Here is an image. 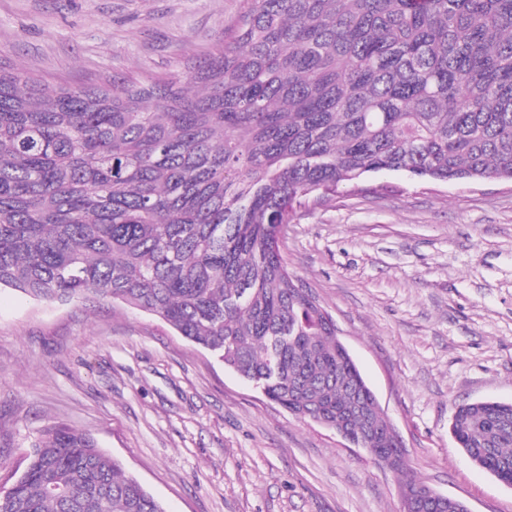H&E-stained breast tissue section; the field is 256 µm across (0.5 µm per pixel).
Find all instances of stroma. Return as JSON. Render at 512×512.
<instances>
[{"label": "stroma", "instance_id": "35a3bbf8", "mask_svg": "<svg viewBox=\"0 0 512 512\" xmlns=\"http://www.w3.org/2000/svg\"><path fill=\"white\" fill-rule=\"evenodd\" d=\"M241 0H0V65L49 86L164 78L224 39ZM288 268L332 315L411 471L470 512L512 486L450 432L512 402V182L376 173L282 225ZM122 457L167 512H402L401 478L301 420L160 319L0 289V492L39 429Z\"/></svg>", "mask_w": 512, "mask_h": 512}]
</instances>
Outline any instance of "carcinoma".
I'll use <instances>...</instances> for the list:
<instances>
[{
    "mask_svg": "<svg viewBox=\"0 0 512 512\" xmlns=\"http://www.w3.org/2000/svg\"><path fill=\"white\" fill-rule=\"evenodd\" d=\"M180 74L54 88L0 67V288L159 318L379 463L401 448L278 235L379 172L512 181V0H243ZM512 485V402L460 406ZM0 512H166L118 457L41 428Z\"/></svg>",
    "mask_w": 512,
    "mask_h": 512,
    "instance_id": "cac0c4a2",
    "label": "carcinoma"
}]
</instances>
